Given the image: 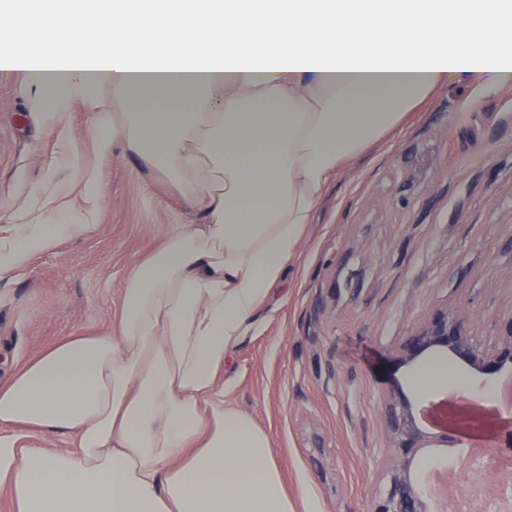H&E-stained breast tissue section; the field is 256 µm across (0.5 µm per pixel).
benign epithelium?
I'll use <instances>...</instances> for the list:
<instances>
[{"label":"benign epithelium","mask_w":512,"mask_h":512,"mask_svg":"<svg viewBox=\"0 0 512 512\" xmlns=\"http://www.w3.org/2000/svg\"><path fill=\"white\" fill-rule=\"evenodd\" d=\"M438 356L452 358L483 382L504 366L512 367V316L503 321L501 333L491 341L472 333L466 315L440 309L397 348L402 366L416 367ZM457 416H472L471 407L459 401L424 408L402 387L392 388L384 401L389 450L386 480L372 512H435L429 492L417 480V469L438 448L469 447L450 425Z\"/></svg>","instance_id":"1"}]
</instances>
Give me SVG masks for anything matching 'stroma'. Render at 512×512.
I'll return each instance as SVG.
<instances>
[{
	"label": "stroma",
	"instance_id": "1",
	"mask_svg": "<svg viewBox=\"0 0 512 512\" xmlns=\"http://www.w3.org/2000/svg\"><path fill=\"white\" fill-rule=\"evenodd\" d=\"M41 44L19 36L0 61V245L28 226L73 230L0 278V382L62 338L108 328L127 268L194 219L186 194L123 145L99 156L89 103L45 111L23 72ZM73 150L102 183L97 206L67 165ZM511 239L512 84L448 81L348 162L224 364V403L270 435L297 512H369L392 384L423 404L448 387L494 390L452 362L447 386L421 392L393 355L439 309L497 336L512 316ZM459 454L437 453L419 480L447 468L459 496L492 503L507 472L473 486Z\"/></svg>",
	"mask_w": 512,
	"mask_h": 512
}]
</instances>
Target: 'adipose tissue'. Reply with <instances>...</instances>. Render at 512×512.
<instances>
[{
  "instance_id": "adipose-tissue-1",
  "label": "adipose tissue",
  "mask_w": 512,
  "mask_h": 512,
  "mask_svg": "<svg viewBox=\"0 0 512 512\" xmlns=\"http://www.w3.org/2000/svg\"><path fill=\"white\" fill-rule=\"evenodd\" d=\"M53 20L66 49L26 69L46 106L89 102L100 156L123 139L200 220L127 269L107 331L0 383V492L13 512H295L224 360L349 159L447 79L512 80V0H83ZM64 230L19 236L0 277Z\"/></svg>"
}]
</instances>
